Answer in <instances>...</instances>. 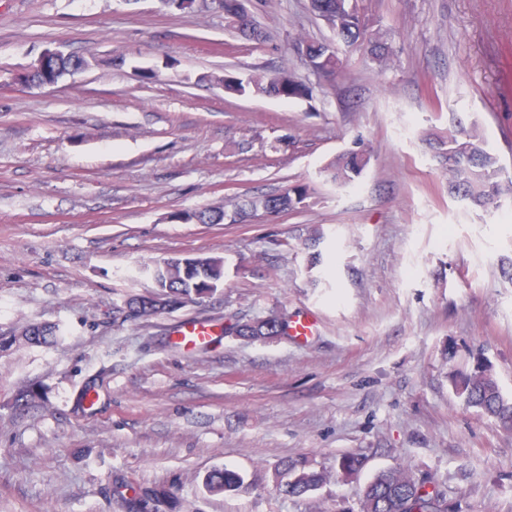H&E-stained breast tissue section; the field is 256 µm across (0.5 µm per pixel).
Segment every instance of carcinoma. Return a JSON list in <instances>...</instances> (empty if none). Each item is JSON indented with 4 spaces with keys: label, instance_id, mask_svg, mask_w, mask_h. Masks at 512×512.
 <instances>
[{
    "label": "carcinoma",
    "instance_id": "obj_1",
    "mask_svg": "<svg viewBox=\"0 0 512 512\" xmlns=\"http://www.w3.org/2000/svg\"><path fill=\"white\" fill-rule=\"evenodd\" d=\"M311 11L328 23V27L348 47L363 50L372 59L386 60L389 47L377 33H372L362 20L353 0H310ZM298 45L313 53L314 66L320 75L333 76L341 67V60L327 54L323 43L301 40ZM84 60L75 55H62L45 66L36 68L32 82L42 83L61 79L64 75L82 68ZM225 87L233 92H246L283 99L305 100L313 96V88L306 81L283 71L273 77L257 73L243 81L238 78L223 79ZM435 158L441 164L448 192L468 205L483 210H502L512 205V178L498 155L486 147L484 135L476 123L458 128L445 135L434 137ZM368 164L367 155L361 150H350L336 156L325 168L327 178L339 185H348L358 178ZM309 189L295 184L272 196L254 197L236 204L234 216L244 221L259 211L280 213L301 204ZM176 218L201 224H222L226 213L222 209H202L181 213ZM193 270L184 272L182 259L172 258L157 264L151 271L157 292L173 298L172 304L182 307L195 303L215 293L224 284V261L196 256L190 258ZM128 316L150 319L167 312L151 298L139 295L126 301ZM293 320L286 313L270 312L255 316L243 323L245 330L237 336L249 341H264L288 334ZM32 345H49L57 335L56 326L39 323L23 331ZM456 393L465 404L489 416L502 428L512 430V399L505 398L496 378L487 366H480L469 374L451 378ZM288 481L284 492L301 497L326 482L323 471L307 469L289 461L284 464ZM241 477L229 469H215L206 479L212 493L235 490ZM432 482L418 479L408 468L383 470L368 482L359 501V512H448V504L440 491L429 489Z\"/></svg>",
    "mask_w": 512,
    "mask_h": 512
}]
</instances>
